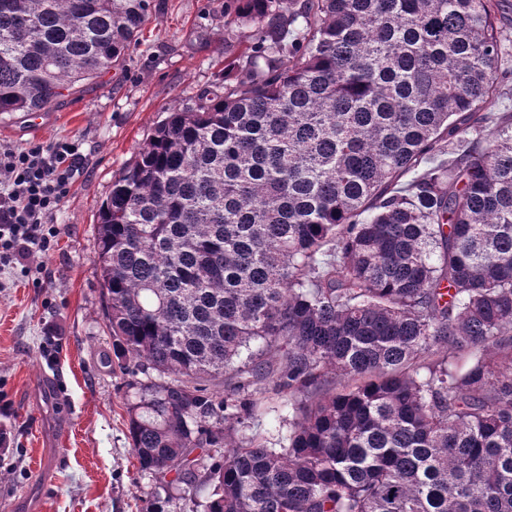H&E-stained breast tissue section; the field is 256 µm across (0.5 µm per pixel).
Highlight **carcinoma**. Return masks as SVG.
I'll return each instance as SVG.
<instances>
[{
    "instance_id": "obj_1",
    "label": "carcinoma",
    "mask_w": 512,
    "mask_h": 512,
    "mask_svg": "<svg viewBox=\"0 0 512 512\" xmlns=\"http://www.w3.org/2000/svg\"><path fill=\"white\" fill-rule=\"evenodd\" d=\"M153 8L0 0V112L122 66ZM511 12L224 0L222 81L157 123L98 215L132 451L167 502L512 512V113L491 111Z\"/></svg>"
}]
</instances>
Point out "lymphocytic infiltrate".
<instances>
[{
	"mask_svg": "<svg viewBox=\"0 0 512 512\" xmlns=\"http://www.w3.org/2000/svg\"><path fill=\"white\" fill-rule=\"evenodd\" d=\"M75 142L0 147V266L25 264L58 235L52 216L74 175Z\"/></svg>",
	"mask_w": 512,
	"mask_h": 512,
	"instance_id": "lymphocytic-infiltrate-1",
	"label": "lymphocytic infiltrate"
}]
</instances>
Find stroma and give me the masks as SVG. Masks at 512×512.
I'll list each match as a JSON object with an SVG mask.
<instances>
[{"label": "stroma", "mask_w": 512, "mask_h": 512, "mask_svg": "<svg viewBox=\"0 0 512 512\" xmlns=\"http://www.w3.org/2000/svg\"><path fill=\"white\" fill-rule=\"evenodd\" d=\"M124 67L42 115H0V144L78 143L59 235L29 274L0 268V512H155L166 494L138 473L128 435L130 374L112 351L95 277L97 216L169 109L224 72V0H156Z\"/></svg>", "instance_id": "obj_1"}]
</instances>
